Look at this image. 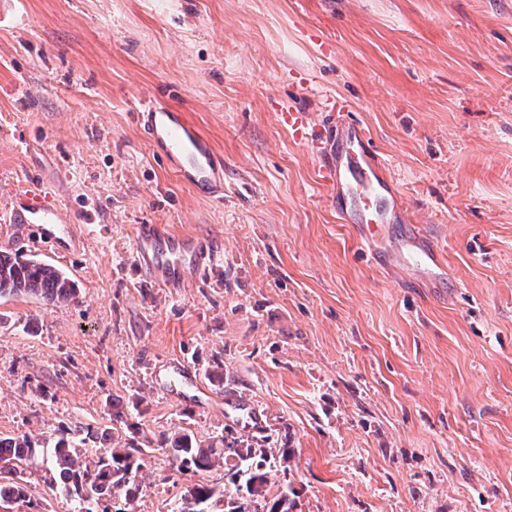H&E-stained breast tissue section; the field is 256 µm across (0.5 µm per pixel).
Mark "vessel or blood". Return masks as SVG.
<instances>
[{
	"instance_id": "1",
	"label": "vessel or blood",
	"mask_w": 512,
	"mask_h": 512,
	"mask_svg": "<svg viewBox=\"0 0 512 512\" xmlns=\"http://www.w3.org/2000/svg\"><path fill=\"white\" fill-rule=\"evenodd\" d=\"M344 102H337L338 113L332 145L319 174L321 181L336 193L337 213L345 224L361 228L367 248L381 239L384 225L405 220L401 195L373 149L371 136L362 125L348 120ZM138 120L148 139L167 158L180 181L192 185L214 201L224 199V157L210 138L184 112L144 100ZM11 216L17 224L41 225V234L60 248L73 237V228L62 214L23 197L13 206ZM171 232L150 224L141 225L135 257L140 269L164 288H178L205 273L216 264L217 249L193 238L173 247ZM394 263L413 271L427 268L438 257L430 248L407 243L392 254ZM238 427L254 430L263 423L264 412L254 401L241 397L233 401L229 413Z\"/></svg>"
}]
</instances>
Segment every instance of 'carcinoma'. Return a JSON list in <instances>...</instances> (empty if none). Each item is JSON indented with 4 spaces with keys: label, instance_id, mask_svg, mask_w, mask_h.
<instances>
[{
    "label": "carcinoma",
    "instance_id": "1",
    "mask_svg": "<svg viewBox=\"0 0 512 512\" xmlns=\"http://www.w3.org/2000/svg\"><path fill=\"white\" fill-rule=\"evenodd\" d=\"M34 295L47 303L62 304L77 295L74 282L53 264L27 257L21 252L0 250V297ZM95 442L106 448L94 469L82 467L74 456L72 445L60 438L50 451L53 481L68 493H75L79 512H90L85 503L112 498L134 497L138 485L136 475L142 466L147 444L130 439L115 440L112 428L107 427L94 436ZM171 460L180 470H205L218 458L237 457L236 475L244 494L224 501V492L208 484H196L181 498L178 512H212L224 505V512H260L256 508L263 496L265 473L261 472L271 454L265 448H240L238 442L224 439L203 443L192 432L182 429L167 438ZM39 449L25 435L0 436V503L18 502L27 497L21 462L31 458Z\"/></svg>",
    "mask_w": 512,
    "mask_h": 512
}]
</instances>
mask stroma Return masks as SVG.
<instances>
[{"label": "stroma", "mask_w": 512, "mask_h": 512, "mask_svg": "<svg viewBox=\"0 0 512 512\" xmlns=\"http://www.w3.org/2000/svg\"><path fill=\"white\" fill-rule=\"evenodd\" d=\"M174 106L224 155V201L182 183L136 119ZM341 98L444 247L429 280L371 262L318 177ZM308 113L305 142L282 111ZM76 233L48 258L75 281L53 305L0 297V433L47 447L112 422L152 441L230 435L273 460L293 512H512V0H0V248L15 198ZM144 224L207 240L217 265L159 288L135 263ZM195 367V402L156 365ZM243 391L266 413L227 419ZM147 451L129 512L187 487L237 486ZM8 512H74L46 456Z\"/></svg>", "instance_id": "1"}]
</instances>
